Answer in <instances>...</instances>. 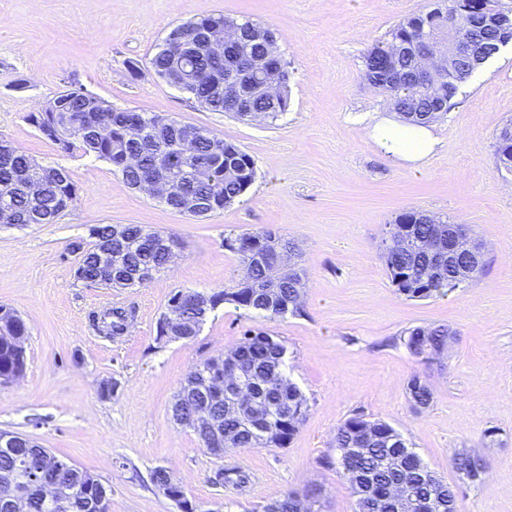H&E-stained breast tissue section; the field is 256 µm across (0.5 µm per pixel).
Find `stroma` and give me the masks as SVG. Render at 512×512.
Here are the masks:
<instances>
[{
    "label": "stroma",
    "instance_id": "obj_1",
    "mask_svg": "<svg viewBox=\"0 0 512 512\" xmlns=\"http://www.w3.org/2000/svg\"><path fill=\"white\" fill-rule=\"evenodd\" d=\"M431 0H0V138L48 166L66 168L78 200L53 224L0 223V305L28 327L20 381L0 384V431L37 441L109 490L108 512H179L152 484L166 468L199 512H263L273 500L317 491V512H353L336 463L337 427L360 415L398 430L423 463L458 491L460 512H512V172L498 166L496 135L512 120V43L459 89L429 124L434 152L405 162L373 135L393 117L371 88L363 59L403 18ZM221 13L274 32L288 65L290 104L276 121L210 112L156 77L149 60L177 25ZM138 72H131V64ZM83 87L112 107L152 112L230 138L256 177L230 207L195 218L126 184L108 163L60 152L27 117L56 93ZM420 211L466 224L484 247L485 270L423 300L392 286L379 241L388 224ZM98 224H138L174 237L178 255L139 288L78 281L75 241ZM270 230L295 240L304 271L303 316L274 320L220 304L198 336L161 343L156 326L178 291L213 294L244 274L225 239ZM133 310L109 339L94 313ZM452 332L438 359L405 344L414 327ZM288 348V374L307 399L284 448L209 455L171 407L185 377L235 347L246 330ZM433 398L414 406L408 385ZM112 384L103 397V384ZM481 457L477 480L456 469ZM250 475L214 484L217 468Z\"/></svg>",
    "mask_w": 512,
    "mask_h": 512
}]
</instances>
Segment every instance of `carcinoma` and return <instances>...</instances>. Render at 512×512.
Returning <instances> with one entry per match:
<instances>
[{
    "label": "carcinoma",
    "instance_id": "carcinoma-1",
    "mask_svg": "<svg viewBox=\"0 0 512 512\" xmlns=\"http://www.w3.org/2000/svg\"><path fill=\"white\" fill-rule=\"evenodd\" d=\"M490 0H433L432 7L405 18L391 33L389 42L378 43L364 56V74L377 78L392 65H397V75L406 93L394 104L395 110L410 115L420 112L435 118L446 114L453 106L459 85L465 82L476 67L462 58L448 73L446 86L451 94L443 96L416 81L415 61L411 57L393 58L398 43H408L416 38L424 18L429 14L448 12L452 4L461 14L459 33L470 35L477 13ZM233 22L222 14H214L171 29L163 43L149 60L151 70L161 77L179 79V89L190 99L211 112H225L231 107L224 103V79L241 77L244 65L267 54V46L261 41L244 39L238 46L235 59H217L210 55H185L182 43L209 32L221 34L224 22ZM288 74H283L277 107L262 97H248L242 106L252 112H262L275 120L288 108ZM136 120L139 134L125 139L120 127ZM28 121L37 129L50 122L58 127L55 134L45 138L65 154L93 155L112 165L115 172L130 185L152 170L157 155H172L177 159L175 169L167 177L182 184L185 193L191 195L211 212L222 210L240 198L255 180L256 166L250 154L236 143L218 138L203 127L197 136L185 140L189 123L175 120L164 123V117L155 113L124 111L112 108L107 101L83 88L65 90L48 100L41 110L28 115ZM7 149L10 156L0 162V205L12 207L18 224H53L63 212V201H76L77 187L68 170L63 167L45 166L18 151L5 140L0 149ZM135 154L139 164H124V157ZM36 180L40 191L33 195L27 184ZM408 224L395 247L382 253L388 277L399 294L422 300L434 295H445L458 287L456 276L462 274L464 257L438 262L419 250L417 240L437 233L445 234L443 248H448V221L438 217L410 211L395 220ZM125 240L112 246L107 261L112 265V276L103 277L99 269L102 244L112 235V225L98 224L90 229L92 242L79 241L73 250L80 255L76 270L77 279L96 286L112 282L117 288H136L139 271L146 269L159 272L165 268L162 253L164 239L154 237V245L142 239V226L123 225ZM273 252L286 248L292 241L276 237L268 231L246 232L234 239L225 240V246L240 255L246 272L233 288L222 293L223 302L239 308L254 310L267 319L303 313L301 288L297 283L301 276L276 271L271 265L249 254L254 243ZM186 323L180 335L194 338L198 335L205 318L196 311H185ZM132 312L122 308L106 309L92 317V325L105 336H120L127 326ZM0 326L11 336H28V327L21 316L11 308L0 306ZM448 342L445 326L415 327L408 331L405 343L412 354L418 356L427 349L436 351ZM25 350L8 341L0 342V383L25 367ZM216 359L208 358L190 372L197 387L210 386L211 372L216 369ZM287 347L282 341L266 332L252 330L244 334V340L224 352V373H237V393L248 396L246 406H241L234 396L210 403L214 416L224 423V447L226 448H284L298 432L307 408V399L301 389L286 373ZM279 377V383L270 387L268 382ZM9 447L0 446V503L13 490L23 492L26 500L24 512H84L83 500L94 492L105 490L103 483L93 474L79 468L67 469L56 486V493L46 496L42 482H52L63 460L53 455L39 443L14 435ZM339 452L338 464L348 480L353 495L354 512H393L388 508L390 492L399 485L406 487L398 512H457L456 500L452 499L453 487L428 470L418 454L408 446L402 435L382 421H369L361 416L346 419L336 429L334 437ZM484 462L479 457L459 459L458 470L467 479L480 476ZM216 480L240 486L248 482V476L237 469L219 470ZM152 481L159 488L176 493L181 487L168 471L157 468Z\"/></svg>",
    "mask_w": 512,
    "mask_h": 512
}]
</instances>
